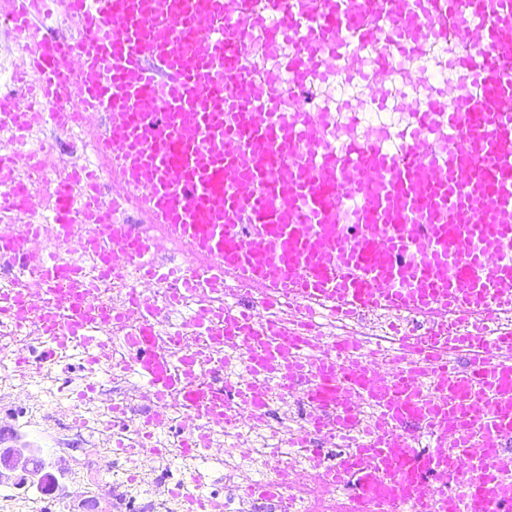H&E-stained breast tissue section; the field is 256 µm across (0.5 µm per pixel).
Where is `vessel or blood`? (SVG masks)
Listing matches in <instances>:
<instances>
[{"label": "vessel or blood", "instance_id": "1", "mask_svg": "<svg viewBox=\"0 0 512 512\" xmlns=\"http://www.w3.org/2000/svg\"><path fill=\"white\" fill-rule=\"evenodd\" d=\"M68 15L64 39L42 20ZM30 44L25 62L41 100L78 99L103 149L113 197L136 196L143 223L124 224L96 197L56 194L62 249H91L105 278L134 268L132 367L159 397L231 418L227 387L197 379V358L166 362L150 336L149 294L167 279L231 289L237 316L198 312L209 339L236 337L252 368L288 380L307 429L350 434L323 484L344 487L338 512H512V334L460 336L464 362L435 343L416 370L342 368L319 343L296 360L284 322L329 310H409L449 317L512 309V0H0ZM463 73L466 86L448 77ZM357 84L356 101L320 97L329 78ZM344 136L330 148L331 129ZM91 224L93 236L72 225ZM45 231L0 232V263L34 268L59 297L41 316L53 341L95 351L93 310L77 268L43 259ZM0 310L27 323L20 289ZM377 410L353 437L357 403ZM436 435L432 448L423 432Z\"/></svg>", "mask_w": 512, "mask_h": 512}]
</instances>
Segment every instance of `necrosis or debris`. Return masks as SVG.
Here are the masks:
<instances>
[{"instance_id": "necrosis-or-debris-1", "label": "necrosis or debris", "mask_w": 512, "mask_h": 512, "mask_svg": "<svg viewBox=\"0 0 512 512\" xmlns=\"http://www.w3.org/2000/svg\"><path fill=\"white\" fill-rule=\"evenodd\" d=\"M24 60V50L0 17V90L12 95L28 116L22 134L0 125V137L13 139L23 159L14 187L33 199L32 220L50 224L55 186L73 170L92 167L97 147L85 135L78 105H71L75 118L62 129L53 121L52 106L31 110L27 91L16 86ZM32 220L14 218L19 226ZM41 247L45 254L81 267L89 304L106 309L129 305L136 272L105 281L93 253H62L48 237L42 238ZM203 300L222 316L237 306L235 296L213 293L203 285L184 291L172 282L155 289L159 313L154 344L171 364H181L195 350L196 313ZM135 327L131 319L109 329L92 323L91 332L108 336L96 358L70 348L45 362L41 356L49 342L40 320L30 318L20 330L10 315L0 313V432L10 438L8 449L0 448L5 468L0 474V512H30L34 504L39 512H190L198 497L213 503L216 512H279L276 501L247 497L245 489L274 479L280 470L295 477L289 489L292 512H320L316 471L295 442L303 434L309 447L324 449L327 468L335 466L346 443L335 433H307L308 406L299 395L286 392L285 379L275 372L252 371L239 344L224 337L201 362V376L222 374L244 401L255 389H268L264 413L244 409L227 422L191 411L173 396L146 398L128 364L126 338ZM427 331V323L415 313L372 310L347 321L319 315L309 333L330 343L360 333L364 351L356 364L369 368L377 361L401 358L402 336ZM153 413L163 422L146 428L144 420ZM197 436L204 440L200 456L183 449Z\"/></svg>"}]
</instances>
